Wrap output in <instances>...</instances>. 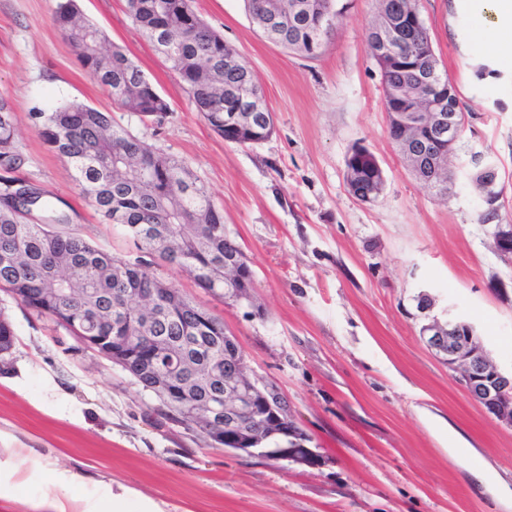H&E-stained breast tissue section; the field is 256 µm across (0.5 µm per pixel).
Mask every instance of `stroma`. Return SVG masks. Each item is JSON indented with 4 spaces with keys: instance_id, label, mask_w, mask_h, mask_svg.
Instances as JSON below:
<instances>
[{
    "instance_id": "obj_1",
    "label": "stroma",
    "mask_w": 512,
    "mask_h": 512,
    "mask_svg": "<svg viewBox=\"0 0 512 512\" xmlns=\"http://www.w3.org/2000/svg\"><path fill=\"white\" fill-rule=\"evenodd\" d=\"M343 2L342 25L311 59L265 39L243 0H193L251 67L273 113L272 136L245 147L196 112L133 25L127 0L79 6L168 100L159 123L117 107L82 67L52 22L56 0H0V95L14 111L19 176L85 239L133 257L124 230L102 221L46 144L38 113L81 102L183 160L247 256L256 311L224 303L187 274L160 272L223 320L250 373L282 394L320 464L211 446L120 366L1 292L16 342L0 361V461L29 448L45 471L78 475L82 497L126 487L162 512H512V428L486 413L421 338L432 320L470 321L490 356L512 369V260L494 244L497 225L512 224V66L488 72L483 43L462 38L480 20L456 0H417L468 116L452 189L438 197L388 135L368 45L377 2ZM359 144L386 174L372 203L345 181ZM488 159L498 171L492 223L481 220L474 182ZM423 294L433 302L426 311ZM484 469L503 486L480 484L475 474Z\"/></svg>"
}]
</instances>
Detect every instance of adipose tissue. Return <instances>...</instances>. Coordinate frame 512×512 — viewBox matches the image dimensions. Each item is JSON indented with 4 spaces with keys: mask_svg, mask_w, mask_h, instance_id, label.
<instances>
[{
    "mask_svg": "<svg viewBox=\"0 0 512 512\" xmlns=\"http://www.w3.org/2000/svg\"><path fill=\"white\" fill-rule=\"evenodd\" d=\"M465 8H480L487 20L486 27L476 28V38L486 39L498 59L512 63V0H463ZM14 463L0 467V484L12 483L20 488L35 477H42L43 490L38 503L40 512H159L156 505L135 500L129 491L106 493L91 501L74 494L79 480L73 473L55 471L44 473L41 463L32 456L31 449L13 448L9 451Z\"/></svg>",
    "mask_w": 512,
    "mask_h": 512,
    "instance_id": "obj_1",
    "label": "adipose tissue"
}]
</instances>
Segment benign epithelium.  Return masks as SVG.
<instances>
[{
	"instance_id": "obj_1",
	"label": "benign epithelium",
	"mask_w": 512,
	"mask_h": 512,
	"mask_svg": "<svg viewBox=\"0 0 512 512\" xmlns=\"http://www.w3.org/2000/svg\"><path fill=\"white\" fill-rule=\"evenodd\" d=\"M420 85L425 95L418 103V112L407 117L403 111L391 110L389 124H404L409 119L416 135L408 140H397L402 152L416 169L430 175L429 181L441 179L448 169V161L455 154V146L465 125V114L459 112L455 89L452 84L440 81L436 70L422 73ZM362 154L370 156L372 171L365 175L347 170V184L351 194L362 202H373L384 192L386 176L380 163L369 149ZM496 248L504 256L512 255V225L499 224L494 234ZM426 345L448 367L460 373V381L470 396L500 423L512 427V371L503 370L485 352L475 327L463 320L450 319L444 323L434 320L421 329ZM80 340L95 347L105 357L126 364L130 360L131 339L112 340L110 336H82ZM184 377L192 369L183 365L171 367V372ZM171 372L164 373L165 393L184 398L186 418L197 423L198 407L206 410L210 425L225 423V433L217 434L211 441L229 449L273 459L289 460L316 467L318 454L306 446L307 436L284 424L286 402L279 396L273 400L270 384L256 378L243 377L224 389V397L193 399L176 388ZM272 442L263 448L261 444Z\"/></svg>"
}]
</instances>
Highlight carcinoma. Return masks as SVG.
<instances>
[{"label": "carcinoma", "instance_id": "1", "mask_svg": "<svg viewBox=\"0 0 512 512\" xmlns=\"http://www.w3.org/2000/svg\"><path fill=\"white\" fill-rule=\"evenodd\" d=\"M251 19L271 42L309 58L318 57L341 23L336 0H246ZM134 25L161 54L187 90L197 112L224 140L250 145L238 132L237 118H251L259 131L273 123L254 75L236 51L196 14L192 0H128ZM416 0H380L371 51L399 53L382 75L384 104L405 103L418 93V70L434 53L426 27L407 26ZM53 23L63 32L82 66L110 91L127 112L162 121L167 100L141 68L119 47L107 44L102 30L85 20L77 0H57ZM45 142L69 163L80 192L108 222L123 227L145 262L119 258L66 229L70 216L53 207L25 179L13 176L24 163L16 140L13 113L0 112V291L21 288L40 315L73 336H148L142 330L144 299L151 296L165 311L157 335L167 337L173 353L198 367L188 381L190 393H224L234 371L211 376L202 362L224 364V322L185 296L157 268L169 266L193 277L198 287L224 298L254 288L253 272L240 245L227 231L224 212L207 186L184 162L133 135L89 105L71 102L38 115ZM487 223L497 217L498 193L481 177ZM237 257L242 276L225 286V257ZM124 368L186 423L181 398L155 387L152 371Z\"/></svg>", "mask_w": 512, "mask_h": 512}]
</instances>
